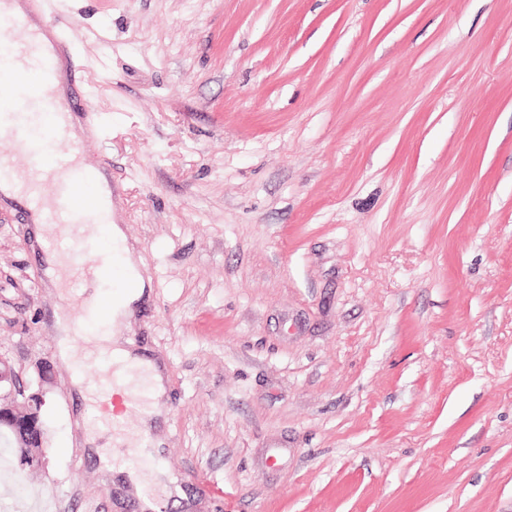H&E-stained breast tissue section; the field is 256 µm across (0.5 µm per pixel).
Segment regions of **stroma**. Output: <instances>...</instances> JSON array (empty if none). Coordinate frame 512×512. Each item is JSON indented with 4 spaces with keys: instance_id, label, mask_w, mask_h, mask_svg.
I'll return each instance as SVG.
<instances>
[{
    "instance_id": "stroma-1",
    "label": "stroma",
    "mask_w": 512,
    "mask_h": 512,
    "mask_svg": "<svg viewBox=\"0 0 512 512\" xmlns=\"http://www.w3.org/2000/svg\"><path fill=\"white\" fill-rule=\"evenodd\" d=\"M78 145L152 293L156 512H512V0H66ZM35 226L0 205V360L51 369L0 512H131L84 447Z\"/></svg>"
}]
</instances>
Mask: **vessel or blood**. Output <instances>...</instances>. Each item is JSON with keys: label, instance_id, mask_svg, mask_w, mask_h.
<instances>
[{"label": "vessel or blood", "instance_id": "b4317fda", "mask_svg": "<svg viewBox=\"0 0 512 512\" xmlns=\"http://www.w3.org/2000/svg\"><path fill=\"white\" fill-rule=\"evenodd\" d=\"M12 3L0 0V138L9 141L13 152L28 157L29 173L50 189L53 204L41 215V223L73 225L71 243L85 255L75 268L77 276L93 279L105 297L120 252L107 235V206L98 198L89 207L74 206L75 191L92 188L95 177L76 150L57 148L69 139L68 114L86 104L81 90L58 102L53 86L58 52L66 35H78L79 30L61 24L64 0H27V10L19 13Z\"/></svg>", "mask_w": 512, "mask_h": 512}]
</instances>
